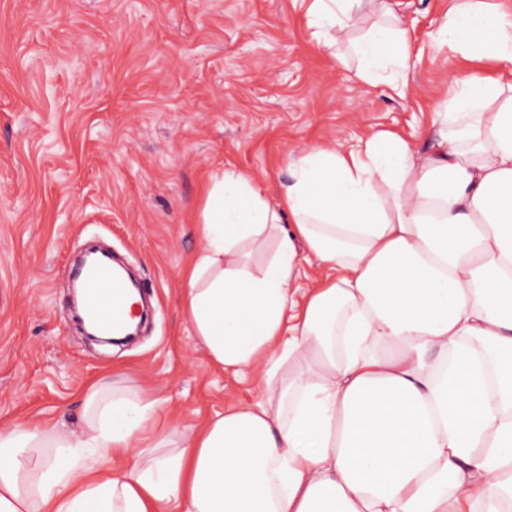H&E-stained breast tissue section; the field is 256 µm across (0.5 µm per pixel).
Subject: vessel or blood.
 Masks as SVG:
<instances>
[{
  "label": "vessel or blood",
  "mask_w": 512,
  "mask_h": 512,
  "mask_svg": "<svg viewBox=\"0 0 512 512\" xmlns=\"http://www.w3.org/2000/svg\"><path fill=\"white\" fill-rule=\"evenodd\" d=\"M85 312L104 333H116L126 324L122 297L126 285L109 269L96 267L84 274Z\"/></svg>",
  "instance_id": "vessel-or-blood-1"
}]
</instances>
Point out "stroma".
Wrapping results in <instances>:
<instances>
[{
    "mask_svg": "<svg viewBox=\"0 0 512 512\" xmlns=\"http://www.w3.org/2000/svg\"><path fill=\"white\" fill-rule=\"evenodd\" d=\"M413 39L404 79L356 80L350 31L327 49L298 0H0V425H81L89 387L161 397L156 429L261 398L213 363L184 316L202 190L233 168L276 193L302 148L368 130L427 153L450 82L448 0H388ZM110 247L145 286L150 327L99 346L70 313V268Z\"/></svg>",
    "mask_w": 512,
    "mask_h": 512,
    "instance_id": "stroma-1",
    "label": "stroma"
}]
</instances>
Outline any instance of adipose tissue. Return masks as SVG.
Listing matches in <instances>:
<instances>
[{
  "mask_svg": "<svg viewBox=\"0 0 512 512\" xmlns=\"http://www.w3.org/2000/svg\"><path fill=\"white\" fill-rule=\"evenodd\" d=\"M356 2L307 23L362 28L363 83L405 71L410 31ZM449 3L442 42L497 72L446 93L429 154L372 131L301 149L277 199L236 170L205 190L186 319L261 399L173 440L158 398L113 385L80 430L0 426V512H512V14ZM305 261L326 274L301 305Z\"/></svg>",
  "mask_w": 512,
  "mask_h": 512,
  "instance_id": "1",
  "label": "adipose tissue"
}]
</instances>
